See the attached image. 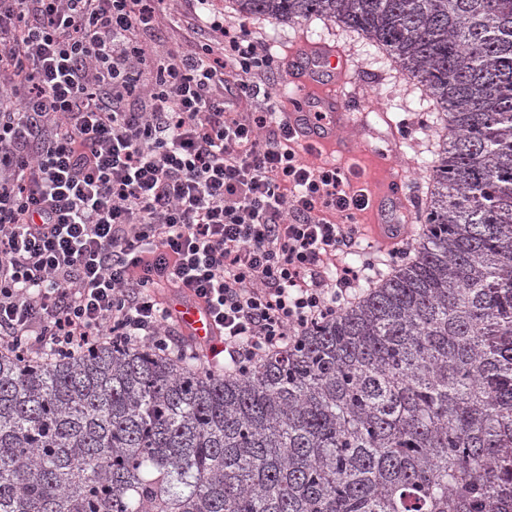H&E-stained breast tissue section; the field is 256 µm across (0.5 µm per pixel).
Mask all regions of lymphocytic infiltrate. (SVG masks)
Wrapping results in <instances>:
<instances>
[{
  "mask_svg": "<svg viewBox=\"0 0 512 512\" xmlns=\"http://www.w3.org/2000/svg\"><path fill=\"white\" fill-rule=\"evenodd\" d=\"M169 0H0V347L181 351L165 293L206 304L205 347L248 372L357 301L370 207L304 144L270 49L212 22L141 41Z\"/></svg>",
  "mask_w": 512,
  "mask_h": 512,
  "instance_id": "obj_1",
  "label": "lymphocytic infiltrate"
}]
</instances>
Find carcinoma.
<instances>
[{
	"mask_svg": "<svg viewBox=\"0 0 512 512\" xmlns=\"http://www.w3.org/2000/svg\"><path fill=\"white\" fill-rule=\"evenodd\" d=\"M344 26L433 100L402 263L238 376L0 349V512H512V0H232Z\"/></svg>",
	"mask_w": 512,
	"mask_h": 512,
	"instance_id": "1",
	"label": "carcinoma"
}]
</instances>
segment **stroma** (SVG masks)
Masks as SVG:
<instances>
[{
	"mask_svg": "<svg viewBox=\"0 0 512 512\" xmlns=\"http://www.w3.org/2000/svg\"><path fill=\"white\" fill-rule=\"evenodd\" d=\"M209 11L225 25L244 30L270 47L279 61L289 50L307 41L321 46H341L346 68L341 84V104L352 114H367L369 126H356L359 139L375 141L374 149L347 160L335 143L319 144L310 160L342 165L354 187L367 189L380 201L390 167H398L406 190L423 202L429 186V168L437 141L436 116L419 89L411 84L373 46L356 33L314 20L302 25L275 23L237 12L230 0H210Z\"/></svg>",
	"mask_w": 512,
	"mask_h": 512,
	"instance_id": "stroma-1",
	"label": "stroma"
}]
</instances>
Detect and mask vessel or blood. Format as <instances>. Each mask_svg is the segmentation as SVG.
<instances>
[{"label":"vessel or blood","mask_w":512,"mask_h":512,"mask_svg":"<svg viewBox=\"0 0 512 512\" xmlns=\"http://www.w3.org/2000/svg\"><path fill=\"white\" fill-rule=\"evenodd\" d=\"M345 61L341 50L322 48L303 49L292 57L287 64V77L293 90L288 122L302 141L317 144L330 139L336 141L339 149L347 154H356L361 150L359 141L343 136V129L350 126V115L340 105V95L336 90H328L322 99L310 101L300 92L301 87L320 73L343 65ZM171 307L177 317L184 335L199 341L215 336L217 330L210 313L192 298H175Z\"/></svg>","instance_id":"vessel-or-blood-1"}]
</instances>
